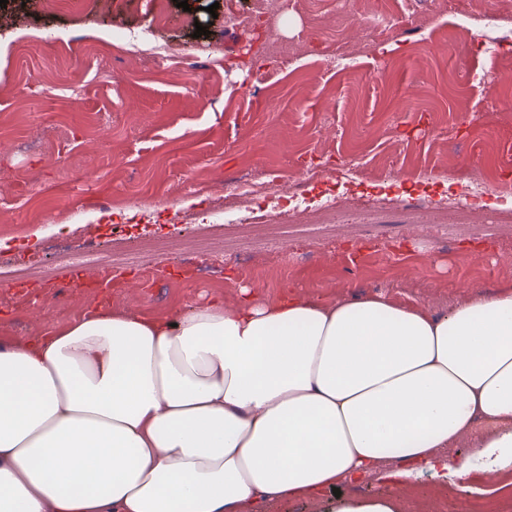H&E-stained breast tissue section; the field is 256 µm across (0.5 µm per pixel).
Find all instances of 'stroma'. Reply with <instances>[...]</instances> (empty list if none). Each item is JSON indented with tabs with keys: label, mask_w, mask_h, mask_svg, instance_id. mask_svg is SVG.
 Wrapping results in <instances>:
<instances>
[{
	"label": "stroma",
	"mask_w": 512,
	"mask_h": 512,
	"mask_svg": "<svg viewBox=\"0 0 512 512\" xmlns=\"http://www.w3.org/2000/svg\"><path fill=\"white\" fill-rule=\"evenodd\" d=\"M76 0L44 12L42 0L0 7V248L41 266L42 281L0 279V340L38 336L94 309L169 316L241 288L275 298L283 285L324 297L380 291L434 306L465 285H512V208L483 200L469 223L452 224L442 199L490 172L512 147V70L478 43H461L469 0ZM216 13H209L210 5ZM395 31L364 41L382 14ZM241 26H231V17ZM209 34L196 36V25ZM277 41H270L269 26ZM137 37L177 46V62L108 54L105 43ZM349 45L346 64L332 53ZM390 162L395 182L332 179L305 186V211L280 202L284 234L224 227V254L206 266L180 243L197 232L188 215L212 219L207 187L296 177L349 160ZM327 195L354 203L321 217ZM100 227L101 242L163 238L167 250L124 269L113 289L81 288L59 252L81 248L66 215ZM496 479L471 470L465 488L424 472L402 490L359 482L340 494L275 503L270 512H334L339 498L392 497L400 512L441 489L447 503L477 497Z\"/></svg>",
	"instance_id": "stroma-1"
}]
</instances>
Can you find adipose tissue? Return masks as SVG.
Wrapping results in <instances>:
<instances>
[{
	"label": "adipose tissue",
	"mask_w": 512,
	"mask_h": 512,
	"mask_svg": "<svg viewBox=\"0 0 512 512\" xmlns=\"http://www.w3.org/2000/svg\"><path fill=\"white\" fill-rule=\"evenodd\" d=\"M388 459L401 486L512 465V289L246 291L0 342V512H267Z\"/></svg>",
	"instance_id": "obj_1"
}]
</instances>
